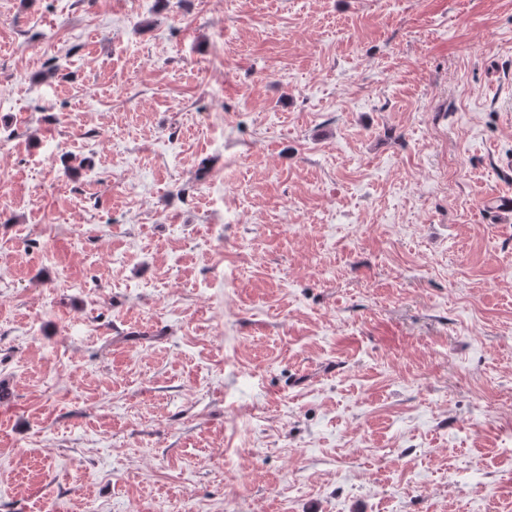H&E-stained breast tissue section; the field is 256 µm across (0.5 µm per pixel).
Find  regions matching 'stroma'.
I'll return each instance as SVG.
<instances>
[{"label":"stroma","mask_w":512,"mask_h":512,"mask_svg":"<svg viewBox=\"0 0 512 512\" xmlns=\"http://www.w3.org/2000/svg\"><path fill=\"white\" fill-rule=\"evenodd\" d=\"M512 0H0V512H512Z\"/></svg>","instance_id":"obj_1"}]
</instances>
